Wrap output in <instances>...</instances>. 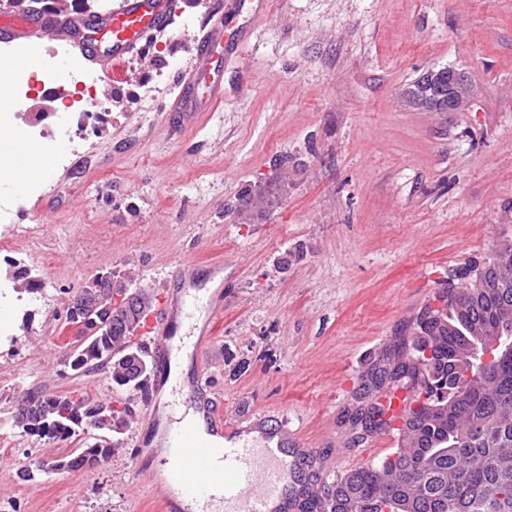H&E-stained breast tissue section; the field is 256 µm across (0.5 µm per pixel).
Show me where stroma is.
Instances as JSON below:
<instances>
[{
    "instance_id": "stroma-1",
    "label": "stroma",
    "mask_w": 512,
    "mask_h": 512,
    "mask_svg": "<svg viewBox=\"0 0 512 512\" xmlns=\"http://www.w3.org/2000/svg\"><path fill=\"white\" fill-rule=\"evenodd\" d=\"M183 2L104 86L103 108L79 114L83 153L58 140L70 168L53 166L47 191L22 196L26 223L51 236L0 252V282L13 273L45 293L0 295V512H159L134 470L152 456L160 415L136 398L107 463L18 477L78 450L16 436L20 393H109L103 374L64 369L52 343L65 302L99 276L157 295L179 258L223 259L224 311L187 372L210 377L227 418L287 414L332 484L399 448L392 427L352 421L381 398L371 372L512 227V0H269L259 17L237 0ZM219 4L242 32L224 100L174 126L177 75ZM446 66L473 86L467 104L410 107L403 90ZM270 183L277 206L238 219L241 192Z\"/></svg>"
}]
</instances>
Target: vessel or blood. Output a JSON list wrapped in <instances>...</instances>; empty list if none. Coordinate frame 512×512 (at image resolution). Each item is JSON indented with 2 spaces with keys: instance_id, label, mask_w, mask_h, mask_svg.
<instances>
[{
  "instance_id": "1",
  "label": "vessel or blood",
  "mask_w": 512,
  "mask_h": 512,
  "mask_svg": "<svg viewBox=\"0 0 512 512\" xmlns=\"http://www.w3.org/2000/svg\"><path fill=\"white\" fill-rule=\"evenodd\" d=\"M181 10V0H119L103 14L55 12L0 13V43L43 40L55 35L79 50L103 73L117 70L163 31ZM227 19L216 11L204 32L196 37L194 63L177 76L180 93L171 111L181 118L206 111L224 100V59ZM194 260L183 258L170 268L167 291L143 320L141 331L152 342L156 376L141 399L153 404L159 386L168 383L174 360L183 350L205 348L224 307L213 294L199 288ZM170 414L190 412L180 428L167 431L154 450V463L144 472L163 512H182L181 500L214 505L232 512H316L312 480L322 469L317 449L296 445L290 458L259 450L249 441L252 429L273 431L289 439L287 417L253 413L225 425L220 401L204 376L178 383L167 403ZM223 447H214V439Z\"/></svg>"
}]
</instances>
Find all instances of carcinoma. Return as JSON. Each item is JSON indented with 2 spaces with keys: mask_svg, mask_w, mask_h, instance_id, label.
<instances>
[{
  "mask_svg": "<svg viewBox=\"0 0 512 512\" xmlns=\"http://www.w3.org/2000/svg\"><path fill=\"white\" fill-rule=\"evenodd\" d=\"M278 199V190L270 187L246 189L237 213H267ZM498 277L508 287L497 293L477 287ZM130 292V303L112 309V335L64 359L72 371L80 364L86 373L105 372L122 391L152 370L139 328L153 295L142 288ZM439 300L442 306H429L415 318L410 346L394 352L392 370L375 376L379 385L388 377L405 378L421 389L402 417L403 446L380 465L354 469L325 489L329 512H380L378 503L398 498L411 501L412 512H512V360L489 367L464 390L455 373L468 340L492 323L512 322V267L501 272L477 267L472 283L443 293ZM424 347L431 356L422 362ZM105 409L112 411L109 431L126 427L132 414L127 403L119 408L112 399L71 398L39 389L20 394L12 413L18 436L82 440L76 456L41 460L24 470L22 478L93 467L112 456V444L95 434Z\"/></svg>",
  "mask_w": 512,
  "mask_h": 512,
  "instance_id": "cac0c4a2",
  "label": "carcinoma"
}]
</instances>
